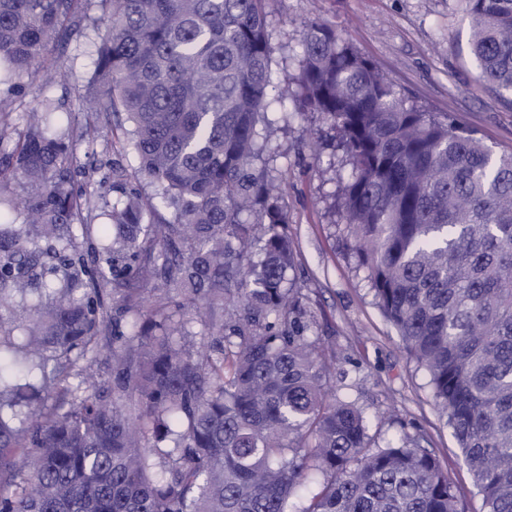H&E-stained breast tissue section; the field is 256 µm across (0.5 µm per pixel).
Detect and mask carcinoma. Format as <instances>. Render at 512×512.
I'll use <instances>...</instances> for the list:
<instances>
[{"instance_id":"obj_1","label":"carcinoma","mask_w":512,"mask_h":512,"mask_svg":"<svg viewBox=\"0 0 512 512\" xmlns=\"http://www.w3.org/2000/svg\"><path fill=\"white\" fill-rule=\"evenodd\" d=\"M466 2L479 79L512 95V0ZM266 3L0 0V61L19 81L96 7L103 89L68 141L52 97L16 137L0 97V512H461L418 437L372 445L288 278V217L260 163ZM300 57L282 101L340 132L338 211L375 304L487 512H512V153L409 101L328 24L305 27ZM119 116L138 166L111 162L122 199L96 227L76 152Z\"/></svg>"}]
</instances>
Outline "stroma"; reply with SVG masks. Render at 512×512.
Here are the masks:
<instances>
[{
  "label": "stroma",
  "mask_w": 512,
  "mask_h": 512,
  "mask_svg": "<svg viewBox=\"0 0 512 512\" xmlns=\"http://www.w3.org/2000/svg\"><path fill=\"white\" fill-rule=\"evenodd\" d=\"M269 33L277 79L299 68L305 24L325 22L341 31L412 100L475 130L498 153L512 151V101L479 79L470 52L465 0H270ZM96 40L92 21L73 37L61 57L65 83L15 93L0 81V96L14 108L16 130L40 92L59 99L70 119L59 131L77 137L85 99L91 93ZM273 89L267 114L275 125L271 164L288 213L295 250L294 275L305 294L318 333L336 352L349 377L343 396L368 418L376 443L416 435L453 482L463 512H487L458 443L436 409L425 373L403 351L395 328L376 307L368 268L349 250L337 208L339 185L349 171L333 131L320 116L281 104Z\"/></svg>",
  "instance_id": "1"
}]
</instances>
